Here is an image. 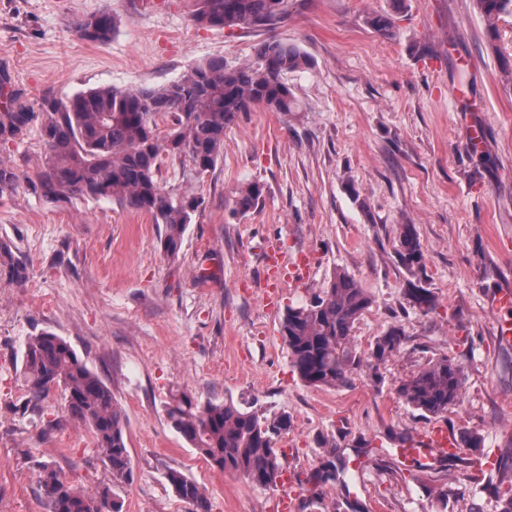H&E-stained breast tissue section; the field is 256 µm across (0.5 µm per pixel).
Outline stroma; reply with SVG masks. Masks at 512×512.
Instances as JSON below:
<instances>
[{
  "mask_svg": "<svg viewBox=\"0 0 512 512\" xmlns=\"http://www.w3.org/2000/svg\"><path fill=\"white\" fill-rule=\"evenodd\" d=\"M194 0H0V71L22 105L66 100L102 85L158 87L192 64L252 60L266 31L193 20ZM112 11L105 45L76 22ZM393 17L386 38L372 16ZM274 36L297 45L309 68L289 74L298 112L255 108L224 132V150L192 192L204 204L178 258L161 248V225L109 199L50 204L35 194L43 146L37 127L0 159L24 174L0 194V241L15 247L28 279L0 275V512H47L41 463L93 493L111 486L123 512H188L165 478L176 469L208 492L212 512H276L282 487L261 489L212 468L166 420L171 395L256 401L288 413L279 439L294 512H500L512 478V341L497 334L490 298L512 285V16L489 31L472 0H288ZM483 146L471 152L472 129ZM260 183L259 205L232 215L233 193ZM415 225L423 279L436 308L409 302L412 275L396 255L397 227ZM305 252L311 278L285 285L276 311L261 300L266 248ZM360 280L373 304L352 330L361 359L347 386L314 388L293 372L280 321L335 270ZM402 327L406 341L384 364L377 336ZM65 338L112 390L124 413L132 465L113 483L95 437L49 394L36 417L22 409L21 357L28 336ZM464 368L460 402L424 416L397 394L430 360ZM443 424L479 435L477 448L425 468L400 467L391 443ZM344 466L306 506L326 451ZM360 468H353V461Z\"/></svg>",
  "mask_w": 512,
  "mask_h": 512,
  "instance_id": "1",
  "label": "stroma"
}]
</instances>
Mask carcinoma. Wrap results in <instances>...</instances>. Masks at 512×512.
Here are the masks:
<instances>
[{
  "label": "carcinoma",
  "instance_id": "1",
  "mask_svg": "<svg viewBox=\"0 0 512 512\" xmlns=\"http://www.w3.org/2000/svg\"><path fill=\"white\" fill-rule=\"evenodd\" d=\"M288 0H195L194 20L206 27L270 28L287 14ZM489 30L512 15V0H473ZM385 37L395 36L388 15L371 19ZM116 29L110 11L86 16L76 23L87 41L107 43ZM310 60L299 47L276 38L260 42L254 59L231 65L221 56L199 61L177 80L160 87L121 89L103 86L78 93L67 101L51 95L39 111L16 104L0 72V95L7 105L0 112V142L17 139L30 125L39 128L43 144L32 189L43 200L68 204L78 199H111L151 214L164 227L160 238L167 256L178 257L187 227L204 200L181 188L161 186L158 174L169 160L180 165L189 183L214 168L224 148V130L240 113L256 107L272 112H300L288 86V74L304 70ZM167 123L160 134L158 121ZM21 175L10 161L0 160V194L15 188ZM263 187L250 182L238 189L232 212L255 209ZM396 253L412 274L424 272V253L415 225L401 224ZM0 270L16 283L27 280V266L10 244L0 241ZM408 295L423 312L435 309L432 292L409 282ZM373 303L370 293L350 273L336 270L326 287L299 306L288 307L280 333L290 363L303 383L315 388L346 386L360 366L351 346V332ZM406 340L403 329L390 327L375 339L371 356L379 364L398 352ZM22 376L24 411L40 414L41 403L54 388L63 390L72 418L89 427L97 447L117 482L132 479L133 468L124 440L123 411L112 389L90 370L64 338L48 331L27 338ZM464 384L462 367L448 356L429 362L401 381L397 393L406 404L426 415H442L458 405ZM170 425L211 467L241 477L252 486H277L285 452L276 447L288 430V414L260 416L233 401H200L181 391L166 406ZM336 461L327 456L313 474L308 504L318 501L319 488L336 480ZM176 496L188 512H211L206 489L177 470L167 473ZM38 483L48 512H92L99 503L106 512H122L123 504L110 487L89 494L68 482L52 465L41 466Z\"/></svg>",
  "mask_w": 512,
  "mask_h": 512
}]
</instances>
